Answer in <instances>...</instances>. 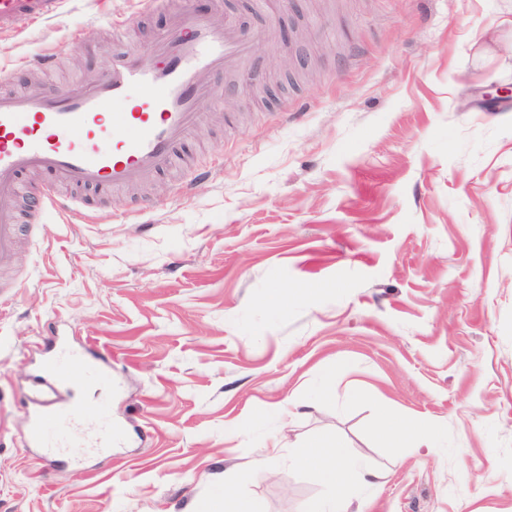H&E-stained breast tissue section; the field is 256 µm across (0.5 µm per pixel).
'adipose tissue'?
<instances>
[{
	"label": "adipose tissue",
	"mask_w": 512,
	"mask_h": 512,
	"mask_svg": "<svg viewBox=\"0 0 512 512\" xmlns=\"http://www.w3.org/2000/svg\"><path fill=\"white\" fill-rule=\"evenodd\" d=\"M294 464L314 473L321 484L331 489L355 482L374 491L385 479L384 472L354 457L342 443L318 437L307 442Z\"/></svg>",
	"instance_id": "obj_1"
}]
</instances>
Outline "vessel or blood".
Segmentation results:
<instances>
[{
  "label": "vessel or blood",
  "mask_w": 512,
  "mask_h": 512,
  "mask_svg": "<svg viewBox=\"0 0 512 512\" xmlns=\"http://www.w3.org/2000/svg\"><path fill=\"white\" fill-rule=\"evenodd\" d=\"M62 4L0 0V34L53 18ZM259 36L256 29L243 32L233 17L217 26L176 9L155 42L152 63H144L138 51L116 50L97 81H75L61 96L35 87L0 94V263L15 251L19 198L43 192L29 183L30 175L75 189V196L48 199L69 211L78 205L79 192L99 199L150 173L187 164L185 147L201 122L204 101L223 93L214 74L238 64ZM117 103L125 111H114ZM79 382L111 385V352L56 337L25 401L23 444L36 452L45 471L111 461L113 446L123 440L112 421L111 395L78 406L73 387ZM82 416L96 420L104 433L75 445L70 437Z\"/></svg>",
  "instance_id": "b4317fda"
}]
</instances>
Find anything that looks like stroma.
Instances as JSON below:
<instances>
[{
    "label": "stroma",
    "mask_w": 512,
    "mask_h": 512,
    "mask_svg": "<svg viewBox=\"0 0 512 512\" xmlns=\"http://www.w3.org/2000/svg\"><path fill=\"white\" fill-rule=\"evenodd\" d=\"M174 2L263 38L216 75L230 98L204 103L190 167L99 220L23 226L0 273V512H213L225 488L300 512L335 495L290 465L317 435L384 472L368 512H512V110L480 104L512 87V0ZM119 19L147 53L169 12L67 0L0 35L8 87L96 81ZM57 329L112 353L111 463L47 473L22 445L29 358ZM382 412L427 446L387 447Z\"/></svg>",
    "instance_id": "35a3bbf8"
}]
</instances>
